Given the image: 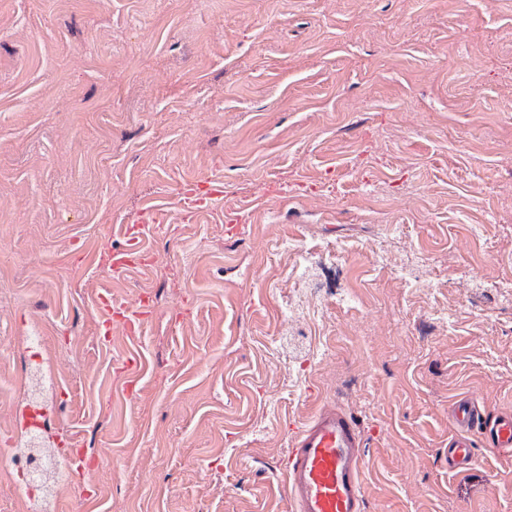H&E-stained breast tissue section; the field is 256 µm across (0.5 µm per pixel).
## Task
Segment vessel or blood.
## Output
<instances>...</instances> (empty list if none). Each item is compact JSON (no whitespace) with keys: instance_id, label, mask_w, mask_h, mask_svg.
<instances>
[{"instance_id":"1","label":"vessel or blood","mask_w":512,"mask_h":512,"mask_svg":"<svg viewBox=\"0 0 512 512\" xmlns=\"http://www.w3.org/2000/svg\"><path fill=\"white\" fill-rule=\"evenodd\" d=\"M451 419L456 434L448 441L449 468L470 465L477 433L490 449H512V416L488 418L476 400L465 398ZM364 466L363 437L352 418L337 404H320L288 450L284 484L292 512H365Z\"/></svg>"}]
</instances>
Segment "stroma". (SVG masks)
Returning a JSON list of instances; mask_svg holds the SVG:
<instances>
[{
    "label": "stroma",
    "mask_w": 512,
    "mask_h": 512,
    "mask_svg": "<svg viewBox=\"0 0 512 512\" xmlns=\"http://www.w3.org/2000/svg\"><path fill=\"white\" fill-rule=\"evenodd\" d=\"M36 323L97 460L62 512H291L325 401L367 512H512V451L448 468L456 400L512 413V0H0L1 417ZM145 224H129L125 228V235L127 238V247L123 251L117 252L112 258V272L114 275L122 274L129 265L128 261V247L132 246L133 241L141 238L145 231Z\"/></svg>",
    "instance_id": "1"
}]
</instances>
